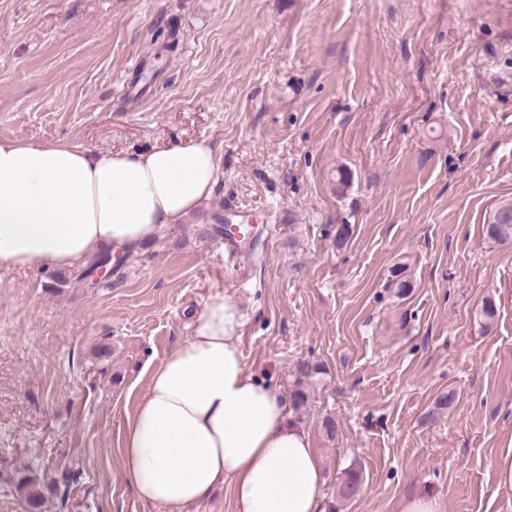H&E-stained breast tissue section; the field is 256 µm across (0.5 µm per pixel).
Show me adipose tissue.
Listing matches in <instances>:
<instances>
[{
	"mask_svg": "<svg viewBox=\"0 0 512 512\" xmlns=\"http://www.w3.org/2000/svg\"><path fill=\"white\" fill-rule=\"evenodd\" d=\"M218 177L203 139L96 152L0 137V266L73 269L108 248L139 252L212 198ZM244 325L232 298L211 294L126 420L123 473L159 512H190L220 486L232 512H324L311 439L247 369Z\"/></svg>",
	"mask_w": 512,
	"mask_h": 512,
	"instance_id": "1",
	"label": "adipose tissue"
}]
</instances>
